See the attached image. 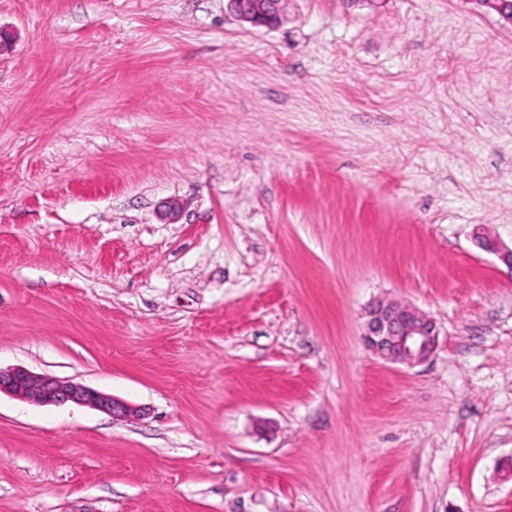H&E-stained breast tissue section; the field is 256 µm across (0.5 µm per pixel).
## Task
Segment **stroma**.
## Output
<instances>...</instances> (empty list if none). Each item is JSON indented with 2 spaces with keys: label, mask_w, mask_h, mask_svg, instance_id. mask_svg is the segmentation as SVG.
<instances>
[{
  "label": "stroma",
  "mask_w": 512,
  "mask_h": 512,
  "mask_svg": "<svg viewBox=\"0 0 512 512\" xmlns=\"http://www.w3.org/2000/svg\"><path fill=\"white\" fill-rule=\"evenodd\" d=\"M0 512H512V26L474 0H0ZM184 215L161 220L164 201ZM377 297L440 328L414 368ZM230 7L238 20L256 28H273L281 19L280 0H230ZM474 240L479 249L496 256L512 270V248H506L496 236L485 230L477 229L474 232ZM362 339L377 357L413 368L428 361L440 330L433 318L395 300L371 302L365 312ZM7 393L39 405L71 402L107 413L112 418L138 416L141 410L132 404L79 384L62 382L28 369L0 367V394Z\"/></svg>",
  "instance_id": "35a3bbf8"
}]
</instances>
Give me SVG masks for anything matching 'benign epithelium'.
Wrapping results in <instances>:
<instances>
[{
    "label": "benign epithelium",
    "mask_w": 512,
    "mask_h": 512,
    "mask_svg": "<svg viewBox=\"0 0 512 512\" xmlns=\"http://www.w3.org/2000/svg\"><path fill=\"white\" fill-rule=\"evenodd\" d=\"M238 20L256 28H273L281 19V0H230ZM479 249L496 256L512 270V248H506L491 233L474 232ZM362 339L377 357L413 368L428 361L438 346L440 330L433 318L419 309L395 300L371 302L365 312ZM7 393L39 405L71 402L96 409L114 418L139 415L132 404L79 384L62 382L28 369H0V394Z\"/></svg>",
    "instance_id": "1"
}]
</instances>
